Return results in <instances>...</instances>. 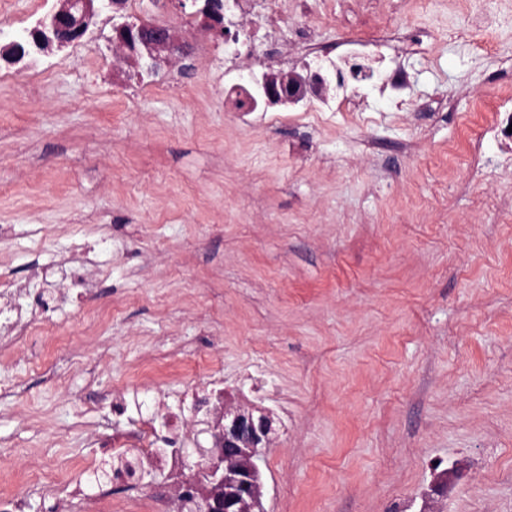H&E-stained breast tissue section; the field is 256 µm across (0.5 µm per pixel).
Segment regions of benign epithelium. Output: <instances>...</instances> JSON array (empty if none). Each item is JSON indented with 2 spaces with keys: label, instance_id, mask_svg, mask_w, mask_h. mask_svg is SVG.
I'll use <instances>...</instances> for the list:
<instances>
[{
  "label": "benign epithelium",
  "instance_id": "obj_1",
  "mask_svg": "<svg viewBox=\"0 0 512 512\" xmlns=\"http://www.w3.org/2000/svg\"><path fill=\"white\" fill-rule=\"evenodd\" d=\"M96 14L90 0L85 2L84 13L75 16L69 8H59L50 22L30 31H25L5 47V58L43 51L52 44L64 45L81 38L89 26L90 18ZM208 27L224 29L223 0H211ZM116 38L130 50L145 51L148 68L155 70L166 61L163 53L176 45L171 30L158 28L147 22H124L115 28ZM265 90L267 103H283L302 94L306 86L316 91L322 79L313 74L304 79L300 75H274L265 73L258 80ZM271 420L261 414L224 410L223 419L213 427V446L210 461L202 474L207 478V490L200 494L198 512H254L259 505V486L255 482L257 466L250 456L257 448H265L270 442Z\"/></svg>",
  "mask_w": 512,
  "mask_h": 512
}]
</instances>
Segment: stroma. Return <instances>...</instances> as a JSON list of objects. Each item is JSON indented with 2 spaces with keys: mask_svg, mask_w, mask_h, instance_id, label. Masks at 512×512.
Returning a JSON list of instances; mask_svg holds the SVG:
<instances>
[{
  "mask_svg": "<svg viewBox=\"0 0 512 512\" xmlns=\"http://www.w3.org/2000/svg\"><path fill=\"white\" fill-rule=\"evenodd\" d=\"M335 2L304 23L382 40L409 110L373 90L319 123L242 122L202 23L205 74L193 51L113 70L106 11L81 49L0 57V253L51 282L76 234H109L95 298L117 304L54 312L79 349L0 356V492L22 512H100L96 471L152 425L197 459L206 417L177 416L197 386L271 417L262 512H512V0ZM190 477L147 465L110 510L177 512Z\"/></svg>",
  "mask_w": 512,
  "mask_h": 512,
  "instance_id": "35a3bbf8",
  "label": "stroma"
}]
</instances>
